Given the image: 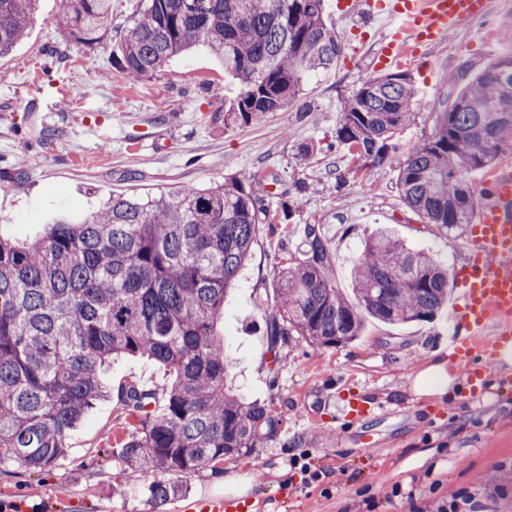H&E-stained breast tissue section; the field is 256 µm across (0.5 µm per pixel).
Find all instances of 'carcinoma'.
<instances>
[{"label": "carcinoma", "mask_w": 512, "mask_h": 512, "mask_svg": "<svg viewBox=\"0 0 512 512\" xmlns=\"http://www.w3.org/2000/svg\"><path fill=\"white\" fill-rule=\"evenodd\" d=\"M37 0H0V56L26 35ZM65 35L93 44L112 26V0H65ZM196 44L238 80L224 101V128L258 123L294 100L304 79L336 65L343 44L325 0H143L112 53L129 79L164 70ZM507 52L454 79L458 103L435 113L432 130L406 149L398 187L405 206L447 231L470 223L471 174L512 152V66ZM417 90L405 73L363 82L341 107L338 146L364 162L398 153ZM265 179L253 174L206 188L184 185L146 200L114 197L79 222L57 220L26 243L0 237V450L42 473L68 448L69 432L107 397L102 369L141 356L174 383L164 403L127 383L118 400L141 431L121 454L144 472L189 474L226 455L278 439L281 418L228 386L232 362L215 334L224 299L248 259L256 225L268 218ZM305 258L274 271L270 350L291 341L336 346L363 335L366 321L428 322L454 288L448 267L404 244L386 226L364 241L351 269L353 299L337 287L335 253L316 224ZM178 487H152L157 508Z\"/></svg>", "instance_id": "carcinoma-1"}]
</instances>
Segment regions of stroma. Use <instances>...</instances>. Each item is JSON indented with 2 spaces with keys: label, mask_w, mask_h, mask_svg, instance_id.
Returning a JSON list of instances; mask_svg holds the SVG:
<instances>
[{
  "label": "stroma",
  "mask_w": 512,
  "mask_h": 512,
  "mask_svg": "<svg viewBox=\"0 0 512 512\" xmlns=\"http://www.w3.org/2000/svg\"><path fill=\"white\" fill-rule=\"evenodd\" d=\"M491 2L487 21L463 25L403 63L419 104L398 135L401 147L430 131L435 112L456 94L449 74L476 71L512 50L500 30L512 0ZM140 7L141 0H112L111 33L86 45L60 30L63 0H39L26 37L0 57V236L33 240L53 218L84 219L116 195L144 199L261 173L270 187L269 217L256 227L216 332L234 363L237 392L271 405L282 432L264 447L191 474L147 475L122 458L140 424L114 396L89 410L51 471L0 462V495L12 512H44L49 497L59 498L63 512H157L151 483H176L192 496L223 490L229 476L252 483L266 512H440L452 490L475 494L477 512H512V484L503 483L512 473V366L486 367V389L473 397L461 369L452 395L413 388L420 370L448 357L450 307L430 322L368 323L346 345L294 342L276 358L268 348L273 270L303 259L305 225H322L331 238L343 291L377 226L391 227L407 246L452 270L466 248L468 230L438 229L404 206L397 160L365 166L332 145L343 101L379 73L378 22L351 32L336 0H326V21L344 43L336 66L308 77L298 99L262 123L228 129L224 100L235 85L203 46L153 76L122 80L112 47ZM302 143L311 145L309 157L299 156ZM340 171L347 181L337 190ZM104 380L114 392L134 381L161 394L174 377L122 357ZM340 395L367 402L371 414L341 417Z\"/></svg>",
  "instance_id": "35a3bbf8"
}]
</instances>
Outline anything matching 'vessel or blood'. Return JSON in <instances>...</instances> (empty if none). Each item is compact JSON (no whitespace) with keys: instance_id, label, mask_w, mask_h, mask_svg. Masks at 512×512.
Returning a JSON list of instances; mask_svg holds the SVG:
<instances>
[{"instance_id":"vessel-or-blood-1","label":"vessel or blood","mask_w":512,"mask_h":512,"mask_svg":"<svg viewBox=\"0 0 512 512\" xmlns=\"http://www.w3.org/2000/svg\"><path fill=\"white\" fill-rule=\"evenodd\" d=\"M343 19L385 20L379 66L401 64L418 46L440 43L467 23L485 20L490 0H337ZM486 199L472 225L469 252L457 271L461 292L455 304L457 332L448 342L452 363L471 368L469 382L483 381L474 361L493 365L500 349L512 344V165L486 179ZM248 497L208 492L184 500L179 512H262Z\"/></svg>"}]
</instances>
